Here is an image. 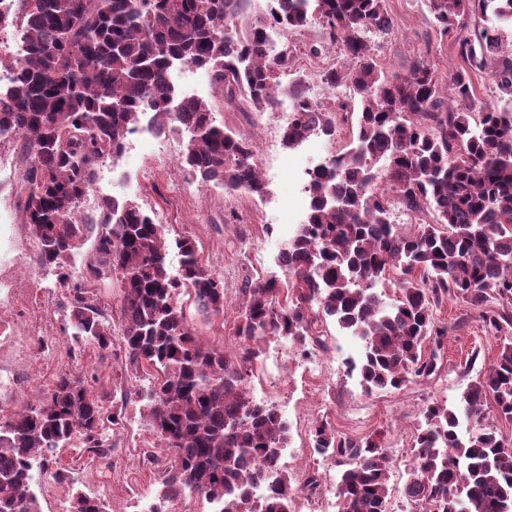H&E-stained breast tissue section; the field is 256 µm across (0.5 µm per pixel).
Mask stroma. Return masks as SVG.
Wrapping results in <instances>:
<instances>
[{
	"mask_svg": "<svg viewBox=\"0 0 512 512\" xmlns=\"http://www.w3.org/2000/svg\"><path fill=\"white\" fill-rule=\"evenodd\" d=\"M385 6L393 21L392 32H371L367 38L390 77L406 75L421 60L439 80H447L463 64L458 39L477 27L488 29L503 44L512 43V26L492 16H462L457 29L445 34L434 24L427 0H386ZM273 36L292 51L287 70L276 74L280 108L259 111L250 105L225 104L223 88L203 70L196 71L194 87L213 106L217 124L255 137L256 162L267 187L264 197L229 194L184 180L179 166L186 135L180 131L158 139L148 135L137 139L125 157L100 165L94 180L104 193L137 202L155 222L165 225L172 241L185 235L194 239L202 261L224 280L226 306L223 315L210 318L197 315L190 304L185 311L200 337L230 350L236 346L233 325L243 288L251 280L278 272L280 249L305 217L304 168L346 148L352 139L351 124L342 122L334 137L312 136L295 148L283 146V114L291 107L289 86L304 81L312 98L331 103L332 93L322 81L324 71L347 70L353 62L340 50L328 49L326 34L316 23L297 33L279 29ZM9 151L14 174L0 181V227L10 235L13 262L0 267V330L5 333L0 339V369L9 373L12 389L0 394V413L11 414L68 370L83 372L92 391L110 390L118 423L110 433L108 457L63 449L57 465L68 471L69 481L59 483L44 473L32 491L41 512H69L75 484L107 499L113 512H148L160 505L157 492L162 476L161 468L150 462L158 439L138 396L148 383L101 367L94 347L73 349L60 309L66 289L34 261L38 242L24 222L18 195L23 159L18 145H10ZM436 318L449 332L441 348L428 343L424 351L437 353L438 372L427 379H412L401 389L371 395L364 392L357 375L346 369L350 360L360 357L362 341L332 320L323 323L324 346L310 347L305 353L284 338L262 342L251 394L274 404L288 426L281 465L293 477L317 473L323 483L322 494L296 495L293 512L338 510L335 487L341 468L334 458L315 453L311 439L312 427L321 419L353 439L383 433L393 457L390 484L394 491L388 512H410L399 490L412 466L413 433L422 407L433 401L454 405L468 384L497 358L501 345L512 340V330L485 328L459 300L444 299ZM40 338L48 344L42 351L36 347Z\"/></svg>",
	"mask_w": 512,
	"mask_h": 512,
	"instance_id": "obj_1",
	"label": "stroma"
}]
</instances>
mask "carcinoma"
<instances>
[{
	"label": "carcinoma",
	"instance_id": "obj_1",
	"mask_svg": "<svg viewBox=\"0 0 512 512\" xmlns=\"http://www.w3.org/2000/svg\"><path fill=\"white\" fill-rule=\"evenodd\" d=\"M13 24L25 34L22 57L0 58L16 71L0 94V138L19 143L24 216L38 241L36 264L67 286L62 308L72 345L95 346L100 362L120 342L121 370L153 386L147 415L168 459L159 498L171 504L201 497L218 512H291L301 483L282 471L279 448L287 425L276 407L257 402L249 384L260 342L286 337L307 349L321 343L327 318L364 342L358 372L366 393L399 389L409 377L438 371L425 341L441 342L434 308L444 298L481 309L512 298V107L479 98L471 72L491 71L503 101H512V49L486 30L460 42L466 63L442 108V86L417 61L404 77L388 78L365 37L389 33L384 0H271L270 23L300 30L319 23L330 41L356 60L348 72L331 68L323 82L348 90L325 106L293 84V119L283 145L312 135L331 137L339 112L356 113L351 147L312 170L305 187L306 220L288 241L286 280L275 275L243 289L234 337L239 351L206 342L185 314L180 294L205 317L224 314V282L203 264L193 241L175 240L181 272L170 273L164 225L137 203L112 199L97 212L80 203L97 167L121 154L127 134L150 116L155 130L187 134L182 169L201 185L262 197L266 185L253 139L216 123L200 99L179 98L169 72L195 65L224 86L229 101L256 108L278 103L275 74L288 68V47L268 52L266 25L237 29L243 0H19ZM443 33L465 15L487 11L512 21V0H428ZM410 212L428 209L431 223L402 234L390 219L387 193ZM95 236L97 260L81 279L71 259ZM121 282L119 333L90 296L89 278ZM400 296L382 306L377 287L390 275ZM318 310H312L313 305ZM483 321L499 331L512 314L489 310ZM110 393H92L81 375L59 374L51 390L0 417V512H40L31 491L34 470L48 469L56 449L77 445L99 458L118 424ZM512 420V343L468 385L455 409L432 402L414 433L413 464L401 494L413 512H512V441L485 411ZM313 448L346 465L336 488L339 512H387L393 457L378 436L354 440L328 421L312 431ZM274 476L270 494L252 489ZM70 512H112L108 501L76 491Z\"/></svg>",
	"mask_w": 512,
	"mask_h": 512
}]
</instances>
